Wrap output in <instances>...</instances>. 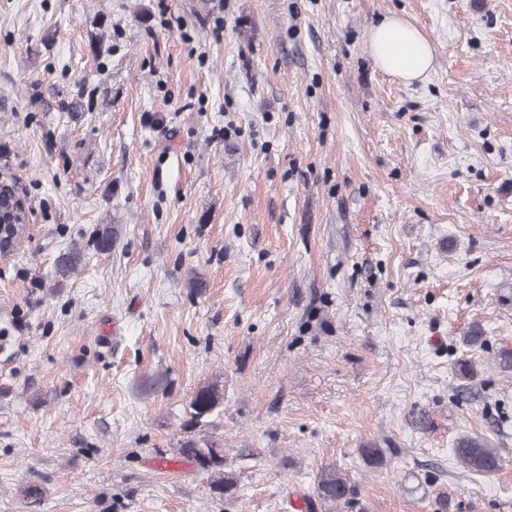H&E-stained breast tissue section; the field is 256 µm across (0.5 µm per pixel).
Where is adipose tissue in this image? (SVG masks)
<instances>
[{"instance_id": "adipose-tissue-1", "label": "adipose tissue", "mask_w": 512, "mask_h": 512, "mask_svg": "<svg viewBox=\"0 0 512 512\" xmlns=\"http://www.w3.org/2000/svg\"><path fill=\"white\" fill-rule=\"evenodd\" d=\"M370 52L380 70L407 83L424 79L433 68L429 40L417 26L396 15L383 17L374 26Z\"/></svg>"}]
</instances>
